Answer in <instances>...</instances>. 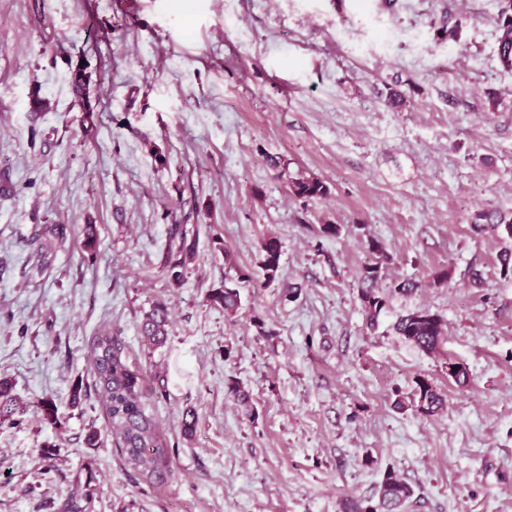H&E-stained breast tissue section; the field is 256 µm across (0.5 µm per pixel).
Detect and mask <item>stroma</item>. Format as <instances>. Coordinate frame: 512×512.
I'll return each instance as SVG.
<instances>
[{
  "mask_svg": "<svg viewBox=\"0 0 512 512\" xmlns=\"http://www.w3.org/2000/svg\"><path fill=\"white\" fill-rule=\"evenodd\" d=\"M499 8L0 0V377L27 406L21 425L0 428V512H63L78 487L94 512H339L374 497L388 469L414 488L407 512H512V278L499 264L512 241L471 230L482 209L512 212ZM398 82L414 88L402 110L385 101ZM271 156L323 178L330 196L294 198ZM325 220L338 237L321 234ZM46 224L65 225L67 241L39 273L29 241ZM172 224L200 227L181 286L160 268ZM366 230L393 256L387 280L422 283L393 295L374 328L357 292ZM270 233L279 284L242 289L236 315L211 307L225 251L254 267ZM438 269L449 277L435 287ZM158 302L171 323L155 349L138 325ZM416 308L447 320L441 352L394 330ZM103 330L144 375L146 412L170 448L164 480L125 463L103 407L66 404L73 383H92ZM448 359L466 365V386ZM418 376L446 394L438 415L394 408ZM232 380L254 414L226 394ZM46 395L60 427L36 411Z\"/></svg>",
  "mask_w": 512,
  "mask_h": 512,
  "instance_id": "35a3bbf8",
  "label": "stroma"
}]
</instances>
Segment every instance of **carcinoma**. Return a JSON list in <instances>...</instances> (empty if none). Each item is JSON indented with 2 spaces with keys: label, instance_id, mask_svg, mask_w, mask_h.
<instances>
[{
  "label": "carcinoma",
  "instance_id": "1",
  "mask_svg": "<svg viewBox=\"0 0 512 512\" xmlns=\"http://www.w3.org/2000/svg\"><path fill=\"white\" fill-rule=\"evenodd\" d=\"M509 9L497 14L494 24L499 33V60L506 69H512V0ZM269 165L278 171L280 178L288 184L289 192L296 198L305 200L324 199L329 196L327 183L318 176L303 171L291 172L288 162L280 157H269ZM478 235L492 234L503 240L512 241V214L498 209H483L477 212L471 225ZM365 244L374 261L364 266L358 278V297L367 324L377 326L387 308V293L380 288L385 271L392 257L385 244L375 236L364 234ZM198 230L193 224H172L168 228V243L162 260V272L173 284L180 285L186 277L189 265L197 254ZM66 241V228L62 224H46L36 234L31 245L33 257L40 266L48 265L49 250ZM282 246L280 239L269 234L262 239L260 260L253 270H243L236 266L231 252L224 251V265L235 272V277L224 279V284L212 288L206 300L213 306L224 309L227 315L237 313L241 304L240 285L270 287L279 277ZM169 311L166 304L157 302L144 315L140 331L148 341L161 346L167 339ZM396 332L408 342L426 353L441 351L447 336V321L443 316L428 309L410 311L396 320ZM91 364L93 384L100 399L106 404L109 427L117 439L126 463L144 468L150 476L160 480L165 476L170 462L167 447L159 443L156 424L146 414L141 391V373L127 361L124 341L118 336L102 334L91 344ZM89 400L87 386L75 383L69 395V405L73 409L83 406ZM446 398L437 386L425 377L414 380L410 396H399L394 400V408L421 417H431L443 409ZM42 418L52 425L59 424L58 407L51 396L37 401ZM25 409L13 394V384L7 378H0V425L21 423ZM414 491L394 471L387 470L378 486L377 500L347 499L341 504V512H404ZM92 493L71 494L64 502L65 512H89Z\"/></svg>",
  "mask_w": 512,
  "mask_h": 512
}]
</instances>
